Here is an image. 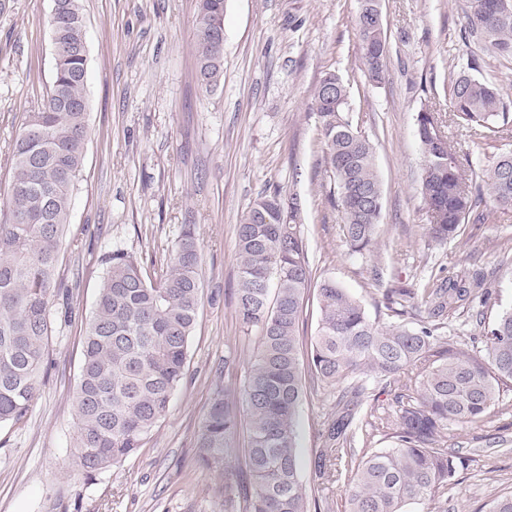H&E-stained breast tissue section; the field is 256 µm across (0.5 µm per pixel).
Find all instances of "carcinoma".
I'll list each match as a JSON object with an SVG mask.
<instances>
[{
	"label": "carcinoma",
	"mask_w": 512,
	"mask_h": 512,
	"mask_svg": "<svg viewBox=\"0 0 512 512\" xmlns=\"http://www.w3.org/2000/svg\"><path fill=\"white\" fill-rule=\"evenodd\" d=\"M49 16L50 32L64 52L54 60L51 88L41 108L27 113L11 146V183L0 208V425L25 421L48 362L56 270L73 192L90 137L86 90L88 49L82 0H61ZM494 0H467L465 35L482 51L512 57V15L488 10ZM224 0H198L195 17L197 81L207 93L224 79ZM366 77L380 84L390 44L385 22L356 18ZM346 83L332 72L315 86L312 105L321 120L331 200L341 212L352 251L377 244L385 192L372 140L345 113ZM450 105L471 135L486 141L512 131V102L497 81L460 73L451 80ZM423 156L420 195L432 239L456 237L461 225L488 199L512 208V152L492 156L479 173L464 169L439 114L416 116ZM297 199L277 192L260 196L237 224L241 326L259 334L241 391L247 421V471L236 475L246 503L224 499V512H319L310 508L297 448L298 410L304 377L334 387L336 401L320 474L345 480L344 512H446L448 485L455 483L457 452L444 446L448 424L484 420L500 385L512 382V308L483 329L484 356L448 348L445 316L473 295L491 304L482 278L434 284L406 297L409 323L381 326L336 280H314ZM202 249L195 225L183 224L166 264L151 279L136 259L115 250L100 282L85 329L74 396L75 434L67 470L92 477L122 465L143 446L169 411L180 385L189 339L202 305ZM317 289L319 320L306 359L298 335L302 305ZM395 392L397 409L386 420L393 444L361 456L344 447L357 421L374 417L365 379ZM240 426L237 413L216 392L198 432L201 463L232 473L230 459Z\"/></svg>",
	"instance_id": "1"
}]
</instances>
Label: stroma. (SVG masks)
Here are the masks:
<instances>
[{"mask_svg": "<svg viewBox=\"0 0 512 512\" xmlns=\"http://www.w3.org/2000/svg\"><path fill=\"white\" fill-rule=\"evenodd\" d=\"M197 4L83 0L91 135L60 253L49 362L25 422L0 426V512H224V480L199 463L197 437L215 392L239 390L256 345L235 319V237L242 212L264 193L297 198L311 267L367 309L390 288L417 291L479 273L499 308L512 307V274L499 266L503 244L512 245V211L439 243L426 232L419 195L417 113H449L451 79L474 57L512 97V59L462 37L465 0H380L391 49L379 85L364 74L359 0H225L224 82L211 94L196 80ZM51 9L52 0H0V202L9 192L8 148L51 85ZM328 72L348 84L349 117L375 146L386 203L370 254L347 246L329 198L312 107ZM446 132L475 168L494 150H512V138L492 147L453 122ZM184 224L195 225L202 247L203 305L170 410L123 465L91 478L68 472L83 332L107 259L120 249L152 272ZM480 309L475 301L449 316L453 350L482 356ZM376 312L380 324L398 320ZM337 393L309 389L298 418L302 478L329 512H342L345 484L319 477L317 461ZM448 445L463 459L448 512H487L512 492V382L485 421L449 425Z\"/></svg>", "mask_w": 512, "mask_h": 512, "instance_id": "obj_1", "label": "stroma"}]
</instances>
